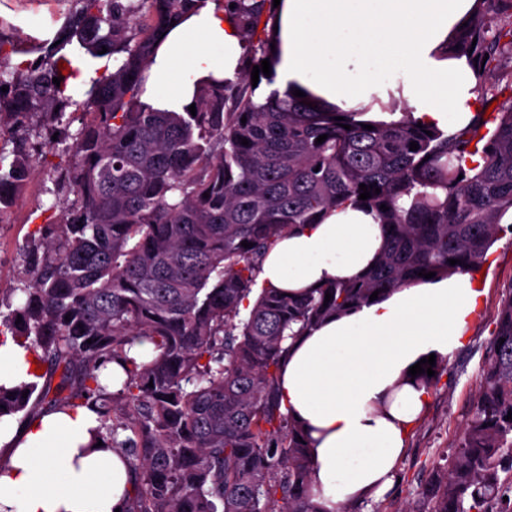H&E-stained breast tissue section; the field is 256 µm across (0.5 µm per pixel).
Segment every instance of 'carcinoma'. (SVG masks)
Wrapping results in <instances>:
<instances>
[{
    "instance_id": "cac0c4a2",
    "label": "carcinoma",
    "mask_w": 512,
    "mask_h": 512,
    "mask_svg": "<svg viewBox=\"0 0 512 512\" xmlns=\"http://www.w3.org/2000/svg\"><path fill=\"white\" fill-rule=\"evenodd\" d=\"M75 2L61 43L25 68L0 53V136L13 144L8 154L0 146V221L53 135L71 141V162L51 177L59 214L25 245L22 308L6 301L0 311V339L30 350L44 382L0 385V418L95 411L89 447L129 459L128 512H325L312 501L302 432L281 410L285 343L375 291L422 280V270L480 268L512 214V97L490 113L484 99L451 134L408 112L367 130L357 113L310 94L273 90L258 104L251 72L275 63L273 0H215L245 46L236 79L198 82L194 116L156 111L141 101L147 72L174 24L207 0ZM74 43L112 57V71L91 78L75 130L66 116ZM444 54L478 58V84L495 76L512 92V0H477ZM361 184L371 198L358 199ZM348 204L370 208L385 232L367 274L296 298L255 288L281 236ZM145 342L151 359L132 351ZM112 362L124 374L114 391ZM510 411L512 294L461 441L404 512H512Z\"/></svg>"
}]
</instances>
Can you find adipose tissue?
Here are the masks:
<instances>
[{
  "instance_id": "adipose-tissue-1",
  "label": "adipose tissue",
  "mask_w": 512,
  "mask_h": 512,
  "mask_svg": "<svg viewBox=\"0 0 512 512\" xmlns=\"http://www.w3.org/2000/svg\"><path fill=\"white\" fill-rule=\"evenodd\" d=\"M475 0H281L274 82L350 111L372 95L400 90L422 123L456 130L468 123L476 80L467 58L443 47ZM245 52L238 30L214 0L173 28L151 67L143 102L180 112L202 77L235 78ZM383 230L374 212L334 210L302 224L264 256L263 286L300 294L360 276ZM482 294L469 275L424 281L330 319L288 341L278 383L282 410L303 429L314 500L325 512L374 496L393 481L408 430L429 402L408 370L423 357L459 349ZM32 355L0 345V384L33 380ZM97 416L85 407L56 413L18 432L0 418V512H121L131 490L120 450L93 448Z\"/></svg>"
}]
</instances>
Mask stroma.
<instances>
[{
  "label": "stroma",
  "instance_id": "obj_1",
  "mask_svg": "<svg viewBox=\"0 0 512 512\" xmlns=\"http://www.w3.org/2000/svg\"><path fill=\"white\" fill-rule=\"evenodd\" d=\"M74 7L73 0H0V39L19 48L12 62L25 61L27 53L52 42ZM59 161L58 155L50 153L37 162L10 216L0 224L1 295L21 286L26 277L22 246L41 223L39 211L48 209L53 201L47 172ZM484 268L474 280L483 292V305L466 326L464 346L446 359V369L431 390L428 407L407 434L397 481L379 495L339 506L338 512H404L420 486L446 465L477 404L498 312L512 295L511 232L495 243Z\"/></svg>",
  "mask_w": 512,
  "mask_h": 512
}]
</instances>
